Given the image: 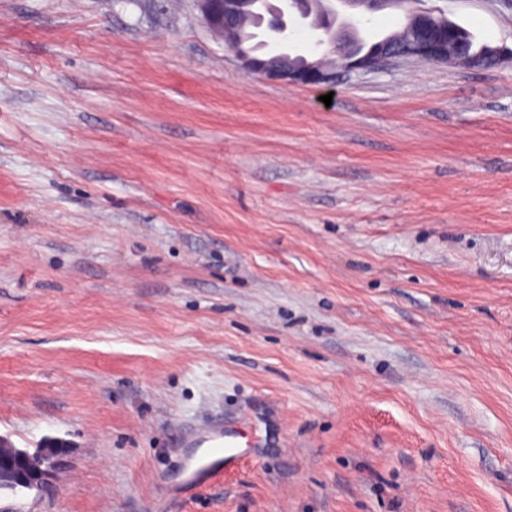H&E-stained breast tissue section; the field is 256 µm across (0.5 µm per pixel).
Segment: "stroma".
Returning a JSON list of instances; mask_svg holds the SVG:
<instances>
[{"instance_id":"stroma-1","label":"stroma","mask_w":512,"mask_h":512,"mask_svg":"<svg viewBox=\"0 0 512 512\" xmlns=\"http://www.w3.org/2000/svg\"><path fill=\"white\" fill-rule=\"evenodd\" d=\"M0 435L68 451L0 512H512V62L289 87L195 0H0ZM189 441L194 448H206V451L192 455L185 465L188 483L208 481L223 475L224 471L237 468L240 452L237 451L238 435L228 430L224 424L208 426L197 430Z\"/></svg>"}]
</instances>
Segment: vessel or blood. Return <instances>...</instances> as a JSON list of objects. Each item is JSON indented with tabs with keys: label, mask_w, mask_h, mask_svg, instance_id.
<instances>
[{
	"label": "vessel or blood",
	"mask_w": 512,
	"mask_h": 512,
	"mask_svg": "<svg viewBox=\"0 0 512 512\" xmlns=\"http://www.w3.org/2000/svg\"><path fill=\"white\" fill-rule=\"evenodd\" d=\"M191 441L199 452L192 455L185 465L188 482L208 481L237 468L240 454L235 431L221 424L212 425L197 430Z\"/></svg>",
	"instance_id": "b4317fda"
}]
</instances>
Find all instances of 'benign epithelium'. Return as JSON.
Masks as SVG:
<instances>
[{
    "label": "benign epithelium",
    "mask_w": 512,
    "mask_h": 512,
    "mask_svg": "<svg viewBox=\"0 0 512 512\" xmlns=\"http://www.w3.org/2000/svg\"><path fill=\"white\" fill-rule=\"evenodd\" d=\"M339 2L352 9L363 7L372 11L401 5V0ZM196 3L204 25L230 45L231 52L241 61L244 69L288 86L330 85L336 81L338 66L351 74L379 70L398 60L446 63L448 43L443 41L442 35L455 27L454 22L446 16L442 17V21H437V10L415 9L414 35L410 41L385 44L369 55L360 56L351 49L352 37L358 27V20L354 17L339 16L338 12L323 4V0H294L291 8L288 7V0H281L280 13L273 15L270 22L271 29L278 34V38L288 37V21L293 20L309 29L310 43L314 47L325 46L324 38L329 33L332 35L333 45L340 50L338 60L326 52L317 60H307L303 65H295L286 56L260 58L238 46L232 30L238 27L244 17L255 12L256 0H196ZM5 455L25 460L44 480L54 471L61 457L53 448H37L31 453L0 438V456Z\"/></svg>",
    "instance_id": "benign-epithelium-1"
}]
</instances>
